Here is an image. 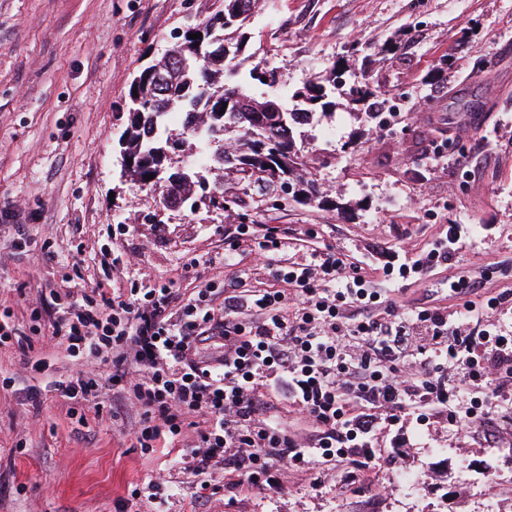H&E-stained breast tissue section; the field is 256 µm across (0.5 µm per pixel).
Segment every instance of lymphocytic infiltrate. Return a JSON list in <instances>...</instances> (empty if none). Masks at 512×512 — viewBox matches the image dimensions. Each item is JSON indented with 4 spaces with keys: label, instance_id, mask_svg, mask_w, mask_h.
Segmentation results:
<instances>
[{
    "label": "lymphocytic infiltrate",
    "instance_id": "lymphocytic-infiltrate-1",
    "mask_svg": "<svg viewBox=\"0 0 512 512\" xmlns=\"http://www.w3.org/2000/svg\"><path fill=\"white\" fill-rule=\"evenodd\" d=\"M287 242L277 228L261 234L237 225L224 264L236 266L248 246L273 272L260 288L233 275L190 293L169 284L116 293L93 280L40 298L51 309L53 347L77 367L53 383L69 415L108 379L142 409L135 440L144 452L182 449L198 473L223 462L228 490L278 489L299 467L326 475L354 466L372 477L380 423L438 404L451 426L474 432L512 391V336L470 318L475 311L492 318L506 297L480 310L466 304L452 321L444 307L396 304L331 247L283 265ZM455 242L448 227L399 275L450 265ZM408 357L419 360L416 376L406 374ZM475 381L484 383V398L465 400ZM282 404L309 421L310 433L290 430Z\"/></svg>",
    "mask_w": 512,
    "mask_h": 512
}]
</instances>
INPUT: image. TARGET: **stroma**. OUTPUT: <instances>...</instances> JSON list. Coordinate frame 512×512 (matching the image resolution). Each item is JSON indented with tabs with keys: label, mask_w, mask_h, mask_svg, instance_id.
<instances>
[{
	"label": "stroma",
	"mask_w": 512,
	"mask_h": 512,
	"mask_svg": "<svg viewBox=\"0 0 512 512\" xmlns=\"http://www.w3.org/2000/svg\"><path fill=\"white\" fill-rule=\"evenodd\" d=\"M217 0H0V303L20 323L43 288L72 268L113 288L147 280L187 288L192 259L214 257L225 276L224 234L237 224L287 226L286 255L333 246L375 282L392 255L421 254L442 225H460L457 258L401 282L405 302L461 309L512 291V0H263L250 27L249 65L294 91L346 61L353 42L393 41L376 74L384 98L404 109L368 121L337 97L315 114L297 146L319 190L310 204L280 191L224 209L209 196L236 188L226 169L207 172L194 205L167 208L121 175L117 140L135 75L206 21ZM441 70L433 83L429 73ZM458 153L438 158L432 143ZM347 203L337 212L334 201ZM22 249H14V242ZM54 259L41 261L44 250ZM480 285L471 294L472 285ZM0 512H115L117 500L156 482L138 512H512V401H499L483 433L465 434L448 412L383 426L376 465L392 488L339 474L289 472L281 492L207 489L179 460L134 448L139 414L87 409L78 428L67 406L43 392L40 409L20 391L33 380L17 350H0ZM416 486L395 482L399 471Z\"/></svg>",
	"instance_id": "obj_1"
}]
</instances>
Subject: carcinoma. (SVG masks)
<instances>
[{"label": "carcinoma", "instance_id": "cac0c4a2", "mask_svg": "<svg viewBox=\"0 0 512 512\" xmlns=\"http://www.w3.org/2000/svg\"><path fill=\"white\" fill-rule=\"evenodd\" d=\"M260 0H219V9L201 26L207 27L224 16V43L232 54L218 62H200L187 69L182 66L174 49L156 62L157 71L148 88L130 85L126 113L134 111V92L147 91L156 97V109L139 112L127 118L122 154L134 162L131 177L149 188L157 182L146 179L154 174L155 162L151 153L157 140L174 138L168 128V114L174 107H183L193 119L203 116V133L195 135L200 153L207 165L216 162V153L224 150V165L231 169L243 190L252 187L284 186L285 179L275 172L288 173L317 194L312 179L303 177L305 161L297 148L302 127L316 111L326 114L336 106L333 101L338 84L336 79L317 73L296 89L286 101L274 94H256L248 86L262 81L256 66L242 71L248 60L247 29ZM349 104L360 113L373 117L382 107L376 90L370 85L366 67L354 75L348 92ZM192 192L189 182H170L163 188L162 197L176 199Z\"/></svg>", "mask_w": 512, "mask_h": 512}]
</instances>
